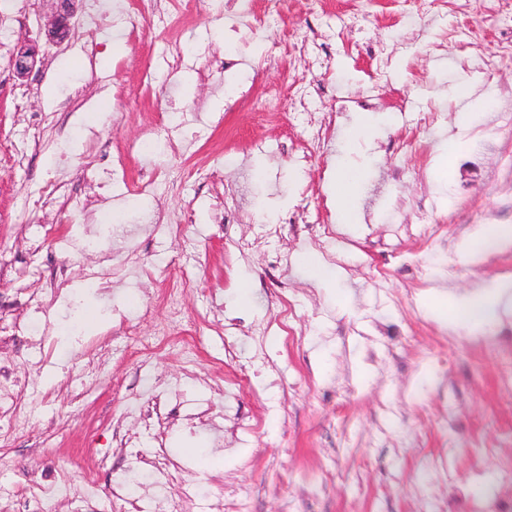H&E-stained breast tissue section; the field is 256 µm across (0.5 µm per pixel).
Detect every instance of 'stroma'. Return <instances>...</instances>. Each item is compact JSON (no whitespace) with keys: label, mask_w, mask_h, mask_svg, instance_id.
Instances as JSON below:
<instances>
[{"label":"stroma","mask_w":512,"mask_h":512,"mask_svg":"<svg viewBox=\"0 0 512 512\" xmlns=\"http://www.w3.org/2000/svg\"><path fill=\"white\" fill-rule=\"evenodd\" d=\"M367 9L328 51L303 54L304 0L255 34L221 10L146 26L130 0H99L94 24L79 0L70 43L42 45L22 82L13 49L37 38L52 5L0 0V367L24 408L0 428L10 512H26L50 475L68 489L53 512L87 497L103 507L114 488L150 485L161 463L162 493H219L224 512H512V385L501 380L512 292L497 293L512 280V242L466 249L512 214V183L489 176L512 127L484 152L494 114L475 73L482 47L453 49L447 33L480 21L491 41L501 27L493 0L439 22L424 0ZM294 83L305 111L236 104ZM371 94L378 108H356ZM340 99L349 108L332 141L297 163ZM175 114L172 145L135 151ZM402 140L412 150H390ZM475 151L477 175L462 167ZM106 155L123 157L124 178L90 186L85 170ZM150 165L157 177L128 191ZM345 167L362 174L358 221L322 246L288 218L333 211L330 182ZM50 180L79 210L38 203ZM432 196L446 219L438 241L417 222ZM281 253L288 265L275 264ZM98 270L102 288L88 284ZM478 288L492 306L475 327L453 312ZM116 310L150 339L145 354H129Z\"/></svg>","instance_id":"obj_1"}]
</instances>
